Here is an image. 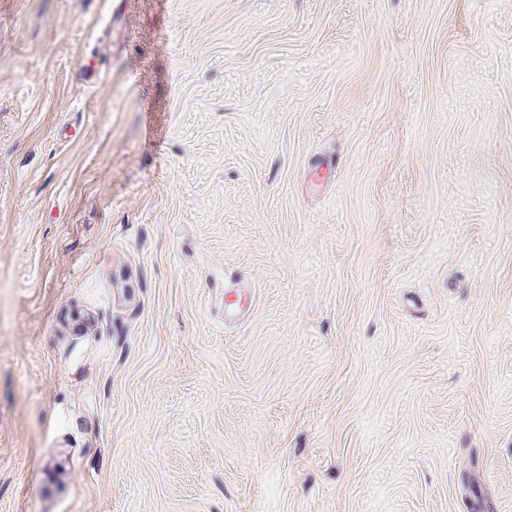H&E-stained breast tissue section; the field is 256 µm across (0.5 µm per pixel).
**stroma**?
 I'll return each mask as SVG.
<instances>
[{
  "mask_svg": "<svg viewBox=\"0 0 512 512\" xmlns=\"http://www.w3.org/2000/svg\"><path fill=\"white\" fill-rule=\"evenodd\" d=\"M0 512H512V0H0Z\"/></svg>",
  "mask_w": 512,
  "mask_h": 512,
  "instance_id": "1",
  "label": "stroma"
}]
</instances>
